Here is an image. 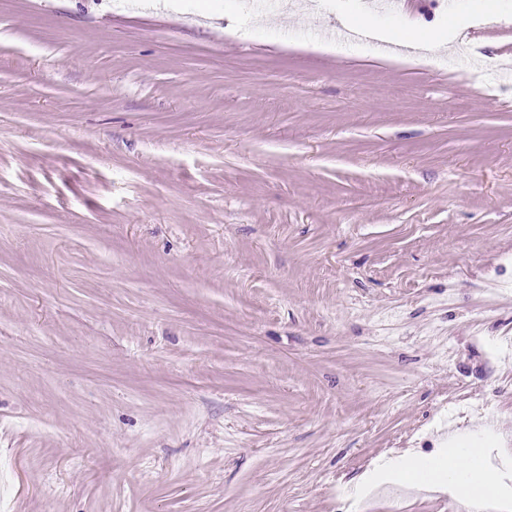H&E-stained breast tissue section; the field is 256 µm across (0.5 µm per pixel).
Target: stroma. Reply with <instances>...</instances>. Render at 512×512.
<instances>
[{
  "instance_id": "1",
  "label": "stroma",
  "mask_w": 512,
  "mask_h": 512,
  "mask_svg": "<svg viewBox=\"0 0 512 512\" xmlns=\"http://www.w3.org/2000/svg\"><path fill=\"white\" fill-rule=\"evenodd\" d=\"M426 2L0 0V512H352L489 418L512 455V0Z\"/></svg>"
}]
</instances>
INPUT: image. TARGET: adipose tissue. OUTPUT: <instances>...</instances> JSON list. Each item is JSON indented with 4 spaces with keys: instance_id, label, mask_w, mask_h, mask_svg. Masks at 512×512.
I'll return each instance as SVG.
<instances>
[{
    "instance_id": "1",
    "label": "adipose tissue",
    "mask_w": 512,
    "mask_h": 512,
    "mask_svg": "<svg viewBox=\"0 0 512 512\" xmlns=\"http://www.w3.org/2000/svg\"><path fill=\"white\" fill-rule=\"evenodd\" d=\"M485 447H448L435 457L421 459L414 454L378 459L371 471L356 484L358 495L384 485L410 481L421 488L447 494L466 505L486 501L512 502V488L501 483L487 463Z\"/></svg>"
}]
</instances>
